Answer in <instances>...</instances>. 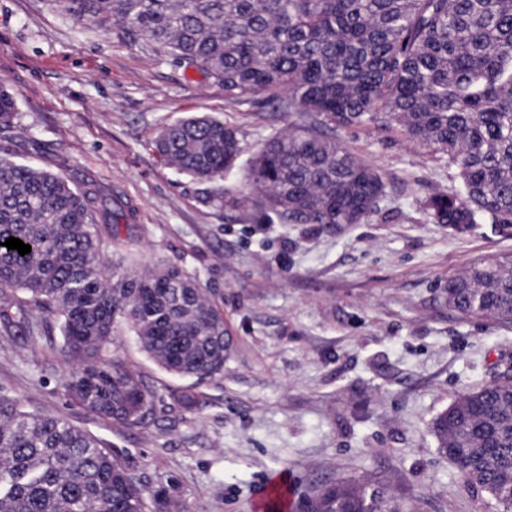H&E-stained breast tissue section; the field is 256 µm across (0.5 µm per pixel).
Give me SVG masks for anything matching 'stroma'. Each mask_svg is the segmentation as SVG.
Instances as JSON below:
<instances>
[{
    "label": "stroma",
    "instance_id": "obj_1",
    "mask_svg": "<svg viewBox=\"0 0 512 512\" xmlns=\"http://www.w3.org/2000/svg\"><path fill=\"white\" fill-rule=\"evenodd\" d=\"M17 107L5 146L17 160L98 186L136 210L134 230L103 238L104 258L164 261L198 274L224 311L222 377L201 384L151 360L130 331L110 351L161 397L188 391L128 428L72 403L59 338L0 335V395L65 416L101 439L163 512H256L287 483L290 512L336 480L382 482L406 512H493L488 494L437 451L435 418L512 361V325L449 308V278L512 255V227L450 228L424 210L454 188L446 163L393 122L337 130L382 178L359 224H259L204 204L206 185L167 167L152 142L207 113L249 144L288 127L265 96L225 95L195 68L75 20L52 0H0V86Z\"/></svg>",
    "mask_w": 512,
    "mask_h": 512
}]
</instances>
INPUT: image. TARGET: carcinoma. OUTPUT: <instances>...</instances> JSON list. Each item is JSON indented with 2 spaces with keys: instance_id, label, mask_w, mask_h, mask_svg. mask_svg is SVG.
I'll return each instance as SVG.
<instances>
[{
  "instance_id": "1",
  "label": "carcinoma",
  "mask_w": 512,
  "mask_h": 512,
  "mask_svg": "<svg viewBox=\"0 0 512 512\" xmlns=\"http://www.w3.org/2000/svg\"><path fill=\"white\" fill-rule=\"evenodd\" d=\"M77 20L127 36L202 71L231 95L264 93L304 123L265 138L246 183L224 178L246 152L240 130L208 114L154 139L162 161L209 183L217 208L267 224H358L383 195L379 174L336 141L341 127L398 121L416 147L446 162L458 189L425 201L436 224L512 226V0H58ZM16 97L0 90V134ZM90 186L0 155V334L40 336L60 324L78 362L69 400L136 428L164 400L121 360L128 328L157 365L199 384L224 372V314L197 276L160 262H106L103 235L135 210H112ZM31 246L21 256L3 242ZM448 305L512 318V263L485 258L448 280ZM503 386H478L448 407L438 447L494 512H512V406ZM0 512H147L139 478L95 436L0 397ZM308 512H401L380 485L339 480Z\"/></svg>"
}]
</instances>
